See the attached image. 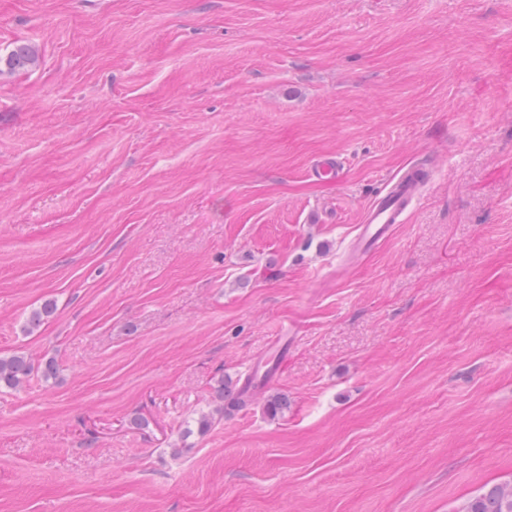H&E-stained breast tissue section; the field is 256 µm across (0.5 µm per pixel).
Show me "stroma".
<instances>
[{
  "instance_id": "35a3bbf8",
  "label": "stroma",
  "mask_w": 512,
  "mask_h": 512,
  "mask_svg": "<svg viewBox=\"0 0 512 512\" xmlns=\"http://www.w3.org/2000/svg\"><path fill=\"white\" fill-rule=\"evenodd\" d=\"M19 43L0 356L60 375L0 389V512H461L512 481V0H0ZM272 360L281 415L174 450ZM35 62V52L26 44L15 46L6 57L0 59V64L4 63L9 70L22 69ZM429 181L423 167L412 166L406 169L395 182L389 185L370 204L360 225L357 248L360 252L389 238L395 224L406 221L412 202L418 198Z\"/></svg>"
}]
</instances>
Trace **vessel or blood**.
<instances>
[{
	"mask_svg": "<svg viewBox=\"0 0 512 512\" xmlns=\"http://www.w3.org/2000/svg\"><path fill=\"white\" fill-rule=\"evenodd\" d=\"M428 181L423 167L412 166L390 183L363 216L358 250H366L389 238L396 225L405 222L412 202L421 195Z\"/></svg>",
	"mask_w": 512,
	"mask_h": 512,
	"instance_id": "1",
	"label": "vessel or blood"
}]
</instances>
